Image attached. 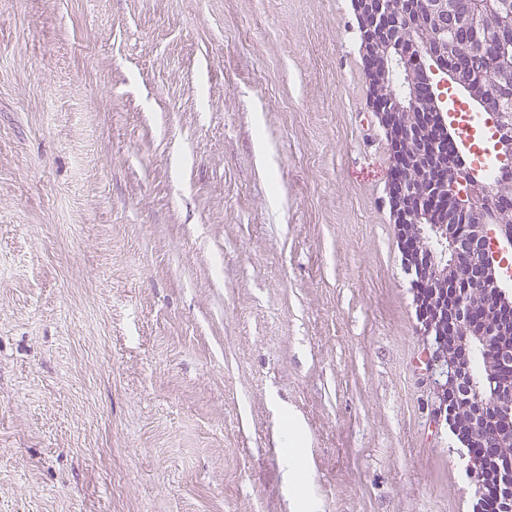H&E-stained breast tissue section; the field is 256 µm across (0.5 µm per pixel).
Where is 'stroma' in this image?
<instances>
[{
  "mask_svg": "<svg viewBox=\"0 0 512 512\" xmlns=\"http://www.w3.org/2000/svg\"><path fill=\"white\" fill-rule=\"evenodd\" d=\"M390 164L350 0H0V512H475Z\"/></svg>",
  "mask_w": 512,
  "mask_h": 512,
  "instance_id": "35a3bbf8",
  "label": "stroma"
}]
</instances>
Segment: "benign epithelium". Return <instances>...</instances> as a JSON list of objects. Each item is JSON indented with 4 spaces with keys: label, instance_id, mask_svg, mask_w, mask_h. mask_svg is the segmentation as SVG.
<instances>
[{
    "label": "benign epithelium",
    "instance_id": "7a95c632",
    "mask_svg": "<svg viewBox=\"0 0 512 512\" xmlns=\"http://www.w3.org/2000/svg\"><path fill=\"white\" fill-rule=\"evenodd\" d=\"M367 107L382 127L391 149L388 202L406 273L414 287L427 289L416 299L422 335L441 342L455 330L460 338L448 359L435 368L439 395L448 409L444 422L465 448L479 443L494 448L512 440V346L500 345L485 363L497 388L481 401L483 383L472 379L471 347L512 330V299L503 287L498 254L512 247V232L495 226L494 183L478 177L463 159L461 146L447 133L455 96L474 92L472 66L487 58L481 39L452 53L453 37L480 29L488 16L512 18V0H351ZM474 112L499 111V99L476 94ZM497 158L512 157V131L497 135ZM421 170L429 192L411 185ZM448 302L435 304L440 290ZM489 296L499 312L495 322L476 316L471 296ZM477 480L492 477L496 492L512 499V464L495 465L488 475L470 467Z\"/></svg>",
    "mask_w": 512,
    "mask_h": 512
}]
</instances>
